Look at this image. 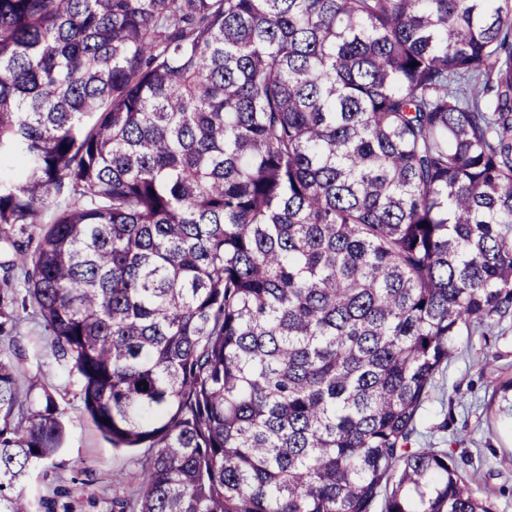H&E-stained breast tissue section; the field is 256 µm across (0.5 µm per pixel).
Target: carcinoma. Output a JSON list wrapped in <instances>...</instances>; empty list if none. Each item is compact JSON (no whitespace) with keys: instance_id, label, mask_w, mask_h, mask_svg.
Masks as SVG:
<instances>
[{"instance_id":"obj_1","label":"carcinoma","mask_w":512,"mask_h":512,"mask_svg":"<svg viewBox=\"0 0 512 512\" xmlns=\"http://www.w3.org/2000/svg\"><path fill=\"white\" fill-rule=\"evenodd\" d=\"M6 162L0 241L151 449L139 512H494L409 441L512 314V0H0ZM63 436L1 349L0 512Z\"/></svg>"}]
</instances>
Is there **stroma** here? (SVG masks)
Returning a JSON list of instances; mask_svg holds the SVG:
<instances>
[{"instance_id": "1", "label": "stroma", "mask_w": 512, "mask_h": 512, "mask_svg": "<svg viewBox=\"0 0 512 512\" xmlns=\"http://www.w3.org/2000/svg\"><path fill=\"white\" fill-rule=\"evenodd\" d=\"M21 383L50 394L66 435L52 458L22 485L32 512H139L146 449L112 448L88 416L69 355L54 345L43 320L24 311L6 338ZM512 378V316L491 332L461 336L436 374L416 420L412 445L445 448L465 465L476 496L495 512H512V426L495 415L494 394Z\"/></svg>"}]
</instances>
